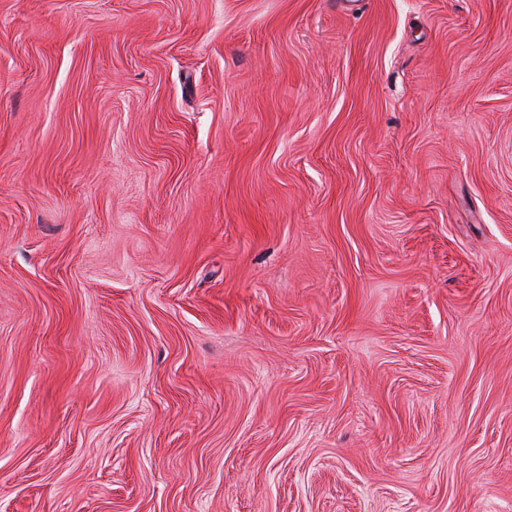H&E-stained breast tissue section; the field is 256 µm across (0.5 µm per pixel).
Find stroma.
I'll use <instances>...</instances> for the list:
<instances>
[{"mask_svg": "<svg viewBox=\"0 0 512 512\" xmlns=\"http://www.w3.org/2000/svg\"><path fill=\"white\" fill-rule=\"evenodd\" d=\"M0 512H512V0H0Z\"/></svg>", "mask_w": 512, "mask_h": 512, "instance_id": "35a3bbf8", "label": "stroma"}]
</instances>
